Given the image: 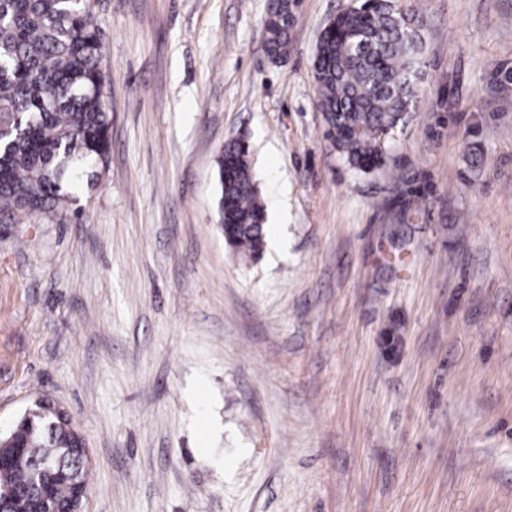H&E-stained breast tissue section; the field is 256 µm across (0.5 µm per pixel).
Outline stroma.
Segmentation results:
<instances>
[{
  "label": "stroma",
  "mask_w": 512,
  "mask_h": 512,
  "mask_svg": "<svg viewBox=\"0 0 512 512\" xmlns=\"http://www.w3.org/2000/svg\"><path fill=\"white\" fill-rule=\"evenodd\" d=\"M272 2L95 0L107 163L0 214V435L63 407L82 512H512V0H412L418 103L370 174L313 79L357 0H296L277 60ZM237 137L254 263L217 224ZM249 145L231 141L217 159L220 197L218 224L224 239L245 260H257L265 245V207L258 197L248 160ZM224 163L227 168L224 172Z\"/></svg>",
  "instance_id": "1"
}]
</instances>
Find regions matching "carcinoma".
<instances>
[{"instance_id":"obj_1","label":"carcinoma","mask_w":512,"mask_h":512,"mask_svg":"<svg viewBox=\"0 0 512 512\" xmlns=\"http://www.w3.org/2000/svg\"><path fill=\"white\" fill-rule=\"evenodd\" d=\"M290 0L264 28L270 52L288 53ZM423 17L405 0H362L330 18L313 63L316 104L337 153L368 174L386 161V138L414 110L425 54L407 24ZM103 34L91 0H0V211L51 215L71 201L85 164L105 161L112 113L103 70ZM249 145L231 141L217 159L219 223L246 260L265 245V207L248 160ZM50 428L28 449L45 465L41 481L27 466L0 471V484L23 498L49 488L56 512H69L81 439L68 414L40 397L0 444L16 448Z\"/></svg>"}]
</instances>
